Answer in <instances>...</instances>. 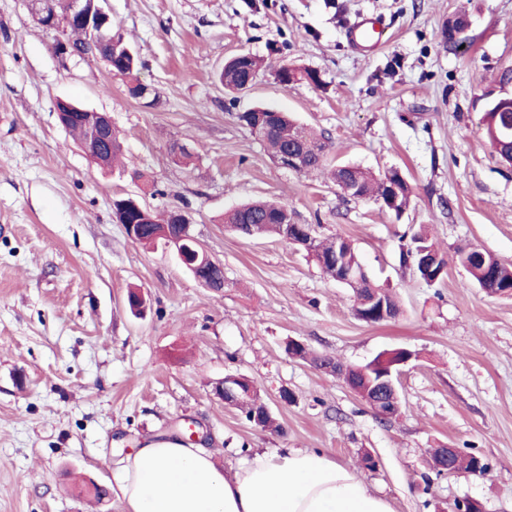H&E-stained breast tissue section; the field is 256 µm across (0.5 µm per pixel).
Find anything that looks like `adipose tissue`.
<instances>
[{
  "mask_svg": "<svg viewBox=\"0 0 512 512\" xmlns=\"http://www.w3.org/2000/svg\"><path fill=\"white\" fill-rule=\"evenodd\" d=\"M117 482L127 512H392L354 467L307 448L221 467L192 444L153 440L122 460Z\"/></svg>",
  "mask_w": 512,
  "mask_h": 512,
  "instance_id": "ef3b65f1",
  "label": "adipose tissue"
}]
</instances>
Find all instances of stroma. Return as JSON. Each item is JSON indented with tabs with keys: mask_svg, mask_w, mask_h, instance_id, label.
Listing matches in <instances>:
<instances>
[{
	"mask_svg": "<svg viewBox=\"0 0 512 512\" xmlns=\"http://www.w3.org/2000/svg\"><path fill=\"white\" fill-rule=\"evenodd\" d=\"M112 33L138 60L156 101L131 98L101 58L56 55L54 33L26 0H0V512H126L114 471L145 442L196 425L226 465L249 448H323L358 468L393 512H449L473 498L512 512V297L487 294L454 258L478 246L512 265V166L483 117L512 95V0H104ZM362 13L385 21L376 51L344 32ZM468 27L443 39L450 18ZM249 53L256 84L227 94L216 75ZM317 71L323 87L280 84L281 64ZM106 112L122 140L118 166H92L59 123L57 100ZM291 114L329 141L327 162L412 188L394 215L321 173L279 166L238 116ZM182 145L188 158L174 156ZM182 209L224 288L200 286L176 255L129 239L113 199ZM282 201L296 223L350 240L373 283L402 313L368 324L350 288L279 237L228 231L226 211ZM426 229L451 260L427 284L400 261ZM147 307L134 315L129 289ZM348 365L405 348L398 416L380 421L336 375L289 357V340ZM247 376L278 419L253 426L211 395ZM295 399L281 403V390ZM481 457L484 475L436 476L435 448ZM372 455L376 469L362 467ZM107 489L102 500L78 483Z\"/></svg>",
	"mask_w": 512,
	"mask_h": 512,
	"instance_id": "1",
	"label": "stroma"
}]
</instances>
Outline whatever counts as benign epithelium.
<instances>
[{
    "instance_id": "7a95c632",
    "label": "benign epithelium",
    "mask_w": 512,
    "mask_h": 512,
    "mask_svg": "<svg viewBox=\"0 0 512 512\" xmlns=\"http://www.w3.org/2000/svg\"><path fill=\"white\" fill-rule=\"evenodd\" d=\"M70 7L66 14L60 15L47 0H28L31 15L49 32L57 33L54 51L61 57L71 55L92 54L102 59L112 55V25L111 16L103 6L101 0H69ZM78 24L84 27L86 39L84 44L76 47L65 38V32L71 25ZM80 119L88 130V136L80 144L83 152L98 166H103L102 157L106 152V143L112 130V119L106 112H96L88 109L80 113ZM277 164L282 167L302 169V151L297 141L291 143L278 158ZM170 230L163 236V244L172 249L187 272L203 287H208L209 281L204 273L221 268V264L214 261L204 250L200 242L191 231V219L182 210L167 212ZM355 315L363 320L371 318L386 319L392 316V311L386 307L385 300L380 292L372 291L366 295L355 298ZM244 384L251 386L249 380L239 375H227L216 382L212 388L214 397L222 400L224 395L238 399L233 392L236 386ZM378 391L366 397L367 404L383 421L392 418V413L384 406V395L390 394L398 397L396 374L387 370L380 375L376 383ZM456 448H442L434 461L437 470L446 473L455 472L453 464Z\"/></svg>"
}]
</instances>
